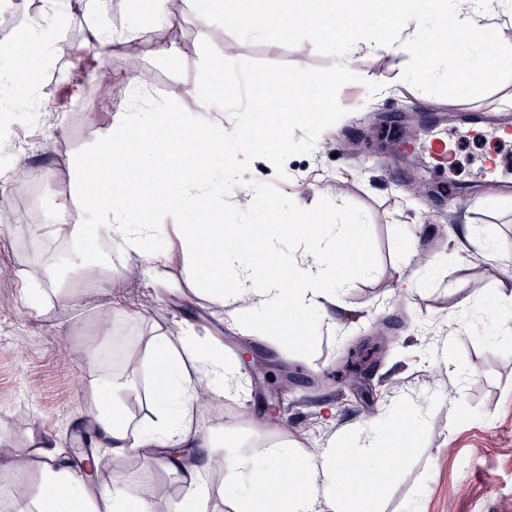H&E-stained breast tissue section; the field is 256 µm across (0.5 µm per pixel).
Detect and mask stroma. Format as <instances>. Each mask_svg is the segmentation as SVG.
<instances>
[{
  "label": "stroma",
  "mask_w": 512,
  "mask_h": 512,
  "mask_svg": "<svg viewBox=\"0 0 512 512\" xmlns=\"http://www.w3.org/2000/svg\"><path fill=\"white\" fill-rule=\"evenodd\" d=\"M345 6L362 17L352 33L370 46L355 56L356 80L339 91L344 116L321 132L312 152L286 160L285 178L258 158L229 195L237 202L249 182H263L301 207L326 198L354 204L368 218L375 273L347 285L330 323L298 339L245 341L183 261L168 268L165 281L144 274L127 288L102 291L70 309L55 299L42 311L28 309L20 285L33 271L61 264L67 274L58 289L81 288L80 261L68 241L42 237L33 227L68 186L71 161L104 149L112 127L131 110L129 98L113 99L92 82L65 93L60 75L76 60L93 57L98 68L120 77L154 72L144 98L152 111L177 121L202 109L196 93L201 41L229 60L301 69L339 64L344 41L316 39L304 22L256 38L245 34L243 22L225 21L219 12L204 24L188 0H172L177 21L172 48L163 54L150 36L122 39L125 16L114 0L116 37L111 52L99 56L92 47L97 15L77 0L57 21V49L40 72L0 91V107L12 117L0 143L11 141L45 171L33 191L0 179V269L12 272L0 277V446L30 450L50 439L67 455L80 447L84 386L119 369L98 343V314L108 309L120 358L138 361L153 333L188 326L202 343L220 342L226 357L239 360L246 401L225 402L198 424L215 448L229 441L245 449L285 441L307 456L329 440L349 447L386 408L420 411L421 433L372 490L364 512H405L413 500L421 512H512V344L496 335L479 309L457 313L465 296L492 303L500 284L512 283V194L478 178L487 160L512 162V141L474 135L456 145L451 168L432 165L420 150L416 166H409L401 150L404 142L420 143L442 130L452 135L468 123L512 125V20L502 19L490 52L493 82L476 92L461 82L457 59L430 69L420 57L386 54L399 0H346ZM370 81L382 86L373 96ZM31 97L45 104L67 98L55 128L27 111ZM94 106L101 121L85 125L81 114ZM464 228L472 232L467 250L436 265V258L447 256L449 236ZM378 334L390 337L387 349L377 347ZM284 373L291 382L274 394ZM105 476L129 490L151 482L172 507L180 499L178 477L140 456L108 460Z\"/></svg>",
  "instance_id": "35a3bbf8"
}]
</instances>
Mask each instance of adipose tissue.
<instances>
[{
  "instance_id": "ef3b65f1",
  "label": "adipose tissue",
  "mask_w": 512,
  "mask_h": 512,
  "mask_svg": "<svg viewBox=\"0 0 512 512\" xmlns=\"http://www.w3.org/2000/svg\"><path fill=\"white\" fill-rule=\"evenodd\" d=\"M399 11L394 18L396 38L386 47L392 55L412 52L411 31L426 35L431 57L453 54L464 57L478 46L496 39V19L512 9V0H452L447 23H429L428 0ZM54 24L52 10H44L31 25L27 39L31 52L0 64V82H13L19 72L36 71L41 52L53 51L45 32ZM219 112L205 111L187 121L182 130L162 129L156 112L135 111L113 128L112 147L77 159L72 166V191L87 193L90 185L108 172L139 170L150 185L166 187L185 210L194 212L204 193L201 184L185 183L167 176L168 169L185 173L191 162L207 157L222 161L219 140L198 134L201 126L222 123ZM187 140V147L170 161L168 168L156 160L173 140ZM146 191L123 183L113 186L108 202H87L86 221L66 230L81 256L82 269L99 270L97 286L119 289L132 271L149 266L154 274L185 260L202 273L215 303L226 307L233 324H247L264 335L280 331L294 337L307 335L308 312H326L336 300L335 289L352 276L368 270L360 247L363 227L359 224L275 221L261 234L240 232L235 226L195 217L189 224L163 226L145 220ZM113 241L123 250V271L113 274L111 264L95 259L84 249L87 232ZM304 243V255L289 259L282 249L285 239ZM235 271L248 280L245 288L223 287L225 271ZM145 363L150 371L153 417L136 429L123 415L126 398L140 388L138 368L107 377L88 390L91 408L86 417L98 447L113 457L137 455L151 459L181 480V512H207L208 493L202 482L203 468L196 456L205 440L194 420L201 395L210 399L243 398L245 385L238 361L225 358L223 348L202 345L190 329L180 333H156L147 343ZM421 415H380L364 431L355 448L343 452L323 449L310 461L288 447L272 443L260 449H230L224 467V498L233 512H264L269 501L286 504L288 512H350L349 506L366 498L385 466L403 453L389 428L406 434L420 431ZM0 471L36 476L35 488L14 501L15 512H156L159 504L150 484L136 490L90 481L73 467L57 448L45 444L29 452L0 457Z\"/></svg>"
}]
</instances>
